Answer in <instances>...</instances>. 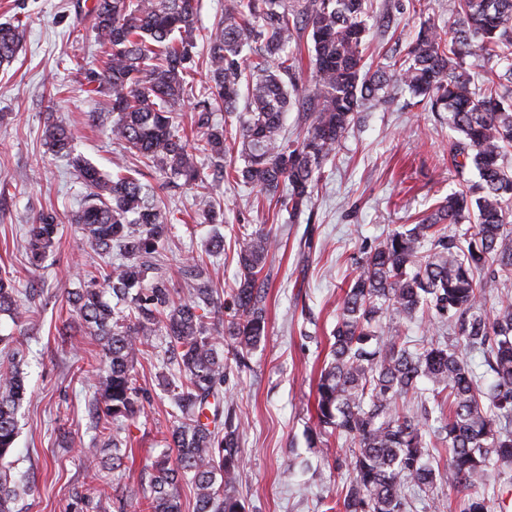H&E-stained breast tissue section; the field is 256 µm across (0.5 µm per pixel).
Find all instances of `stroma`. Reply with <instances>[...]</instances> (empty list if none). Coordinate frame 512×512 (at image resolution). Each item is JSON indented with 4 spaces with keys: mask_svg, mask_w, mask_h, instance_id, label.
<instances>
[{
    "mask_svg": "<svg viewBox=\"0 0 512 512\" xmlns=\"http://www.w3.org/2000/svg\"><path fill=\"white\" fill-rule=\"evenodd\" d=\"M413 1L374 0L371 52L404 49L421 21L449 16L448 0H417V11ZM18 19L28 25L26 40L11 66L0 69V181L7 183L0 195V273H9L18 299L32 304L38 319L35 326L19 328L0 315V333L26 337L21 370L28 397L18 415L11 473L29 487L16 512H66L72 489L93 474L79 450L97 433L92 407L103 362L90 339L74 348L63 343L58 330L68 316V293L108 268L72 222L87 189L68 160L45 146V118L52 113L71 125L77 152L103 171L114 170L127 155L109 131L106 97L87 91L86 75L101 67L87 33V8L78 0H0V23ZM450 137L447 125L423 106L409 105L402 94L362 112L321 171L310 218L293 221L284 211L272 215L257 204V188L245 184L217 186L224 200L220 225L197 221L200 205L192 194L167 198L179 221L170 227L163 261L179 294L188 288L180 273L184 259L200 253L214 234L224 236V253L213 260L220 286L236 274L238 225H266L280 242L264 268L270 283L268 334L252 353L249 370L231 373L226 384L241 421L246 467L236 495L245 512H322V500L340 494L346 470L308 447L306 435L313 427L315 386L342 289L359 273L370 246L414 223L455 189ZM46 209L59 215V245L34 270L24 229ZM167 358V345L158 336L139 359L145 410L128 425L133 457L126 471L97 482L106 512H139L117 508L118 487L147 494L151 465L177 425L158 384ZM290 465L298 473L293 480L282 476Z\"/></svg>",
    "mask_w": 512,
    "mask_h": 512,
    "instance_id": "stroma-1",
    "label": "stroma"
}]
</instances>
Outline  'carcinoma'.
<instances>
[{
    "instance_id": "obj_1",
    "label": "carcinoma",
    "mask_w": 512,
    "mask_h": 512,
    "mask_svg": "<svg viewBox=\"0 0 512 512\" xmlns=\"http://www.w3.org/2000/svg\"><path fill=\"white\" fill-rule=\"evenodd\" d=\"M197 0H95L94 41L104 67L87 77V92L109 99L112 136L137 168L102 172L73 153L75 132L48 114L43 137L67 157L89 189L73 215L83 241L122 262L103 280L93 276L68 299L74 327L100 347L107 370L97 381L106 422L143 411L135 366L162 336L178 378L166 383L180 425L154 462L147 512H182L180 483L195 492L194 512H244L236 484L244 465L240 424L224 384L267 333L268 280L261 277L275 244L271 231L235 235L237 278L219 293L208 264L193 257L182 270L188 297L175 301L158 263L159 244L179 218L161 196L192 190L211 224L224 219L209 199L198 158L221 179L259 188L292 217L312 210L323 164L355 125L364 102H387L404 89L456 133L450 148L458 189L436 210L393 231L367 253L336 315L328 359L320 371L315 410L321 453L346 467L344 495L327 512H407L408 491L436 480L431 449L448 452V473L469 490L459 512H491L480 489L512 469V298L485 308L489 283L512 281V0H451L448 25L429 18L405 54L368 59L373 0H224V13L205 34L208 81L193 83ZM25 36L22 21L0 23V66L10 65ZM306 44L315 73L312 92L299 90L300 64L291 46ZM481 77V83L475 77ZM248 99L239 108L240 87ZM194 97V127L176 121L177 106ZM295 108L300 131L285 137ZM237 123L218 127V109ZM236 150L238 166L226 160ZM56 211L27 225L25 251L40 267L58 245ZM116 298L115 303L105 299ZM17 326L34 320L0 277V314ZM446 325L457 341L438 338L411 347L405 329L419 319ZM11 362L0 365V512L19 496L6 461L16 448L18 411L26 396L19 368L24 342L8 337ZM481 357L483 371L469 357ZM432 385L427 393L422 382ZM421 413L401 412L405 398ZM92 441L81 453L96 467L112 449L111 469L128 457L117 436ZM350 443L345 461L339 439Z\"/></svg>"
}]
</instances>
